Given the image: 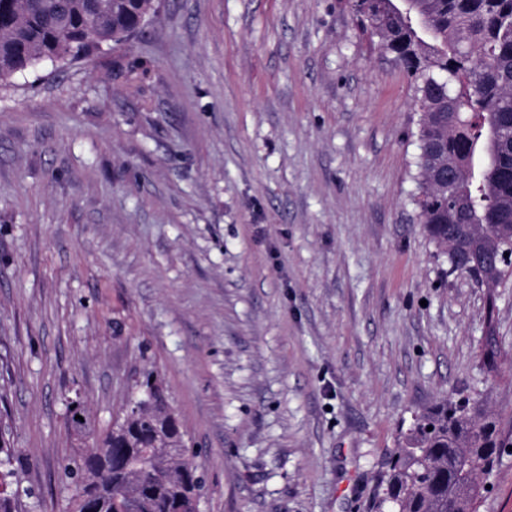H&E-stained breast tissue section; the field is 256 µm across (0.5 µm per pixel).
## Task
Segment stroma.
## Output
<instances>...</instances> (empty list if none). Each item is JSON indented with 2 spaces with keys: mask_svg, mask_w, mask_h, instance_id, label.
Here are the masks:
<instances>
[{
  "mask_svg": "<svg viewBox=\"0 0 512 512\" xmlns=\"http://www.w3.org/2000/svg\"><path fill=\"white\" fill-rule=\"evenodd\" d=\"M418 120L344 0H158L130 40L0 88L16 512H70L67 464L148 369L201 512H371L416 415L470 395L512 422L487 291L420 222ZM485 482L479 512H512V454Z\"/></svg>",
  "mask_w": 512,
  "mask_h": 512,
  "instance_id": "1",
  "label": "stroma"
}]
</instances>
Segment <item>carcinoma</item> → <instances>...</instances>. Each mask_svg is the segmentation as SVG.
Here are the masks:
<instances>
[{"mask_svg": "<svg viewBox=\"0 0 512 512\" xmlns=\"http://www.w3.org/2000/svg\"><path fill=\"white\" fill-rule=\"evenodd\" d=\"M157 0H0V83L27 69L84 58L138 31ZM407 13L389 0H347L362 31L394 55L412 80L421 111L415 200L423 229L448 251L450 269L494 267L507 287L512 273V0H411ZM509 257H504V254ZM496 296L487 303L482 359L498 366ZM112 429L72 461L71 473L102 512H123L126 497L141 512H175L176 497L202 495L194 459L153 443L154 424L175 415L163 390L152 409L143 392ZM432 430H427V427ZM512 446V429L472 397L440 401L420 414L391 457L374 512H477L486 493L480 474Z\"/></svg>", "mask_w": 512, "mask_h": 512, "instance_id": "1", "label": "carcinoma"}]
</instances>
